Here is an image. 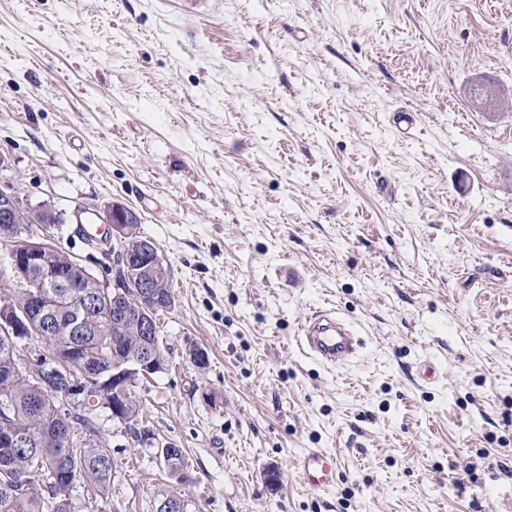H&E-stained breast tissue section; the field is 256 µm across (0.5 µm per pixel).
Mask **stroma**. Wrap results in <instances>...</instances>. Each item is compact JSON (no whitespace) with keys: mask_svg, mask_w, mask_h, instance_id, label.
I'll return each instance as SVG.
<instances>
[{"mask_svg":"<svg viewBox=\"0 0 512 512\" xmlns=\"http://www.w3.org/2000/svg\"><path fill=\"white\" fill-rule=\"evenodd\" d=\"M488 82L512 102V0H0V186L107 281L75 229L135 209L171 274L169 366L134 390L155 443L100 409L92 512H512V109L473 104ZM321 310L354 357L299 347ZM313 448L339 460L322 492ZM298 469L300 480L309 491H325L336 482L339 462L334 453L311 449L300 460Z\"/></svg>","mask_w":512,"mask_h":512,"instance_id":"obj_1","label":"stroma"}]
</instances>
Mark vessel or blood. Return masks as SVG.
I'll use <instances>...</instances> for the list:
<instances>
[{"mask_svg": "<svg viewBox=\"0 0 512 512\" xmlns=\"http://www.w3.org/2000/svg\"><path fill=\"white\" fill-rule=\"evenodd\" d=\"M298 335L302 349L331 365L349 359L359 347V340L353 332L341 327L327 310L307 318L301 324ZM338 469L337 456L321 449L309 450L299 462L300 480L312 492L332 487Z\"/></svg>", "mask_w": 512, "mask_h": 512, "instance_id": "b4317fda", "label": "vessel or blood"}]
</instances>
